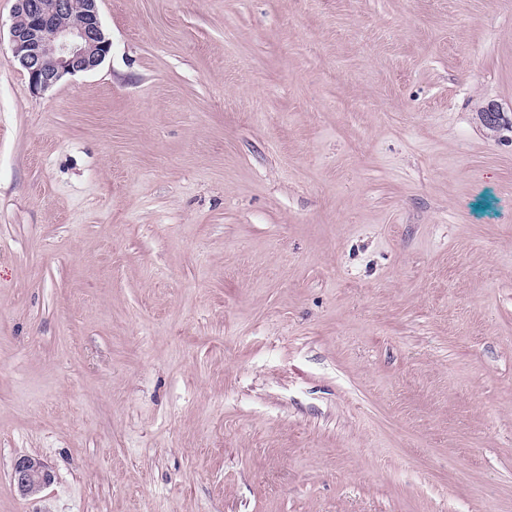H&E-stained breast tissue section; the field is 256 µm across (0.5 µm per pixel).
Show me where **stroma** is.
<instances>
[{"label":"stroma","instance_id":"obj_1","mask_svg":"<svg viewBox=\"0 0 512 512\" xmlns=\"http://www.w3.org/2000/svg\"><path fill=\"white\" fill-rule=\"evenodd\" d=\"M14 6L0 512H512V0ZM15 1L10 43L33 90L95 70L109 55L112 43L102 27L98 0ZM11 480L22 496H30L50 485L52 475L40 458L24 454L13 460Z\"/></svg>","mask_w":512,"mask_h":512}]
</instances>
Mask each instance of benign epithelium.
Instances as JSON below:
<instances>
[{"label":"benign epithelium","instance_id":"7a95c632","mask_svg":"<svg viewBox=\"0 0 512 512\" xmlns=\"http://www.w3.org/2000/svg\"><path fill=\"white\" fill-rule=\"evenodd\" d=\"M9 35L13 55L35 91L96 69L112 47L98 0H16ZM11 480L21 495L30 496L50 485L52 475L40 458L24 454L13 460Z\"/></svg>","mask_w":512,"mask_h":512}]
</instances>
